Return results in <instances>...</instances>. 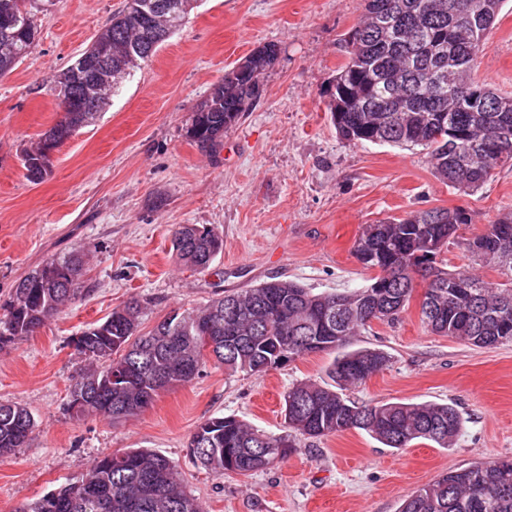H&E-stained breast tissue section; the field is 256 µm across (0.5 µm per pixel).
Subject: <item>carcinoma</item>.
Listing matches in <instances>:
<instances>
[{
  "instance_id": "carcinoma-1",
  "label": "carcinoma",
  "mask_w": 512,
  "mask_h": 512,
  "mask_svg": "<svg viewBox=\"0 0 512 512\" xmlns=\"http://www.w3.org/2000/svg\"><path fill=\"white\" fill-rule=\"evenodd\" d=\"M29 0H0V75L11 72L31 53L37 27ZM151 0H127L125 9L97 37L112 45V92L150 61L184 25L194 0L173 3L162 31L150 34L145 12ZM504 0H365V14L346 39V61L327 90L336 131L348 142L428 151L434 176L468 195L512 165V96L496 93L476 78L477 60ZM82 52L58 74L55 86L62 118L39 141L22 151L27 181L38 184L48 174V147H58L91 124L109 101L94 112L83 109L85 63ZM257 51L242 59L237 81L221 80L196 106L188 129L200 148L215 151L224 128L235 123L259 97L256 87L273 64ZM470 91L483 108L463 111L459 94ZM472 223L464 208L412 211L362 225L354 254L377 271L381 293L369 300L372 286L351 292L316 293L297 282L274 280L210 299L183 312L171 311L150 330L141 326L142 305L131 300L101 323L81 331L73 343L85 367L69 391L76 416L99 415L127 420L158 395L198 377L207 360L233 373L260 374L304 354L341 351L329 371L330 384L300 381L284 396L289 432L273 436L234 416L201 423L190 439V454L203 468L222 475L263 471L295 448L293 433L325 437L359 429L389 448H405L416 439L441 448L453 445L462 420L449 403L367 404L344 390L383 369L380 350H345L371 322L393 323L408 305L421 275L426 286L421 320L431 332L476 346L512 341V210L467 243L473 264L509 277L494 285L470 269L450 271L438 261L463 224ZM223 238L207 226L183 224L172 252L193 270L209 268L223 251ZM81 254L53 257L22 277L0 317V348L35 333L84 291ZM462 279L467 288H450ZM207 328L220 337L215 355L198 351ZM35 429L24 406L0 402V459L23 447ZM20 512H205L202 502L183 485L176 465L152 450L134 448L96 458L81 477L25 504ZM401 512H512V462L451 470L414 491Z\"/></svg>"
}]
</instances>
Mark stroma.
Masks as SVG:
<instances>
[{
	"instance_id": "1",
	"label": "stroma",
	"mask_w": 512,
	"mask_h": 512,
	"mask_svg": "<svg viewBox=\"0 0 512 512\" xmlns=\"http://www.w3.org/2000/svg\"><path fill=\"white\" fill-rule=\"evenodd\" d=\"M125 4L52 0L34 16L29 56L0 76V305L47 258L86 256L82 297L0 349V400L27 407L36 423L28 444L0 460V512L80 476L102 454L131 448L172 460L207 512H399L445 471L512 458V342L480 348L432 333L420 319V280L398 322H371L353 338V347L379 349L388 362L347 395L455 404L462 427L450 447L417 440L394 449L350 429L296 436L286 459L246 475H217L193 462L189 439L213 416L284 433L285 393L301 380L325 382L331 352L260 375L210 363L117 423L68 412L69 384L84 365L74 337L129 299L142 303L147 330L172 310L271 279L317 292L356 290L372 276L353 253L362 225L434 207L472 215L442 255L449 269H463L472 264L466 240L512 209V166L463 195L434 176L422 147L339 138L326 91L364 0H198L185 27L123 82L106 110L55 149L45 179L28 182L22 149L62 117L57 74ZM268 43L278 55L259 97L225 129L216 153L202 150L187 136L194 108L225 71ZM477 75L512 94V0L482 48ZM181 224L222 236L209 269L176 262L171 239Z\"/></svg>"
}]
</instances>
